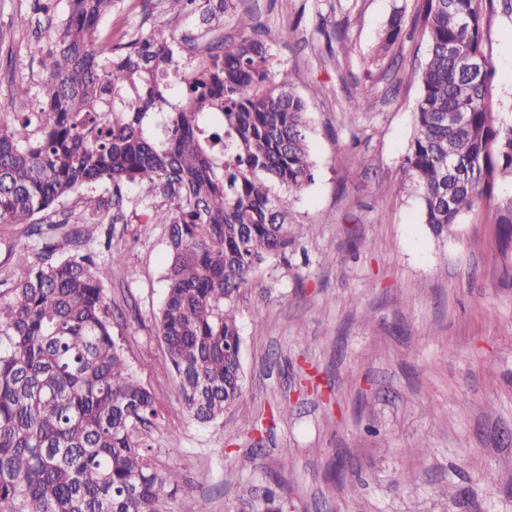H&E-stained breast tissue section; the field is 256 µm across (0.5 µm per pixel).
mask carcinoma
<instances>
[{
  "mask_svg": "<svg viewBox=\"0 0 512 512\" xmlns=\"http://www.w3.org/2000/svg\"><path fill=\"white\" fill-rule=\"evenodd\" d=\"M63 2L55 47L40 59L44 99L18 95L0 117V224L44 240L39 262L0 278V512H162L184 480L157 465L154 396L112 336L104 288L124 255L110 240L107 265L76 252L81 226L115 224L130 187L137 204L166 199L152 216L168 226L169 254L156 336L182 409L201 424L223 418L245 382L238 300L295 243L290 201L274 188L292 196L314 180L307 110L250 12L238 16V40L182 64L161 28L95 48L119 0ZM486 2L418 0L411 19L392 14L369 57L376 67L402 38L427 39L404 167L437 237L512 178V114L489 103ZM164 3L221 22L198 0ZM370 110L369 95L349 98L347 114ZM462 159L480 175L457 178ZM92 183L112 192L48 218ZM496 224L512 246V200ZM259 512H284L282 496L266 489Z\"/></svg>",
  "mask_w": 512,
  "mask_h": 512,
  "instance_id": "carcinoma-1",
  "label": "carcinoma"
}]
</instances>
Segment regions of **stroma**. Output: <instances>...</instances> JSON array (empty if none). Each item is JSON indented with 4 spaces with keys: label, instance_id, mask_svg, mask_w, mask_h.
Instances as JSON below:
<instances>
[{
    "label": "stroma",
    "instance_id": "obj_1",
    "mask_svg": "<svg viewBox=\"0 0 512 512\" xmlns=\"http://www.w3.org/2000/svg\"><path fill=\"white\" fill-rule=\"evenodd\" d=\"M235 3L206 35L161 0H120L96 34L100 49L156 27L217 44L237 39L239 13L256 12L309 119L314 180L292 199L296 249L258 271L238 303L245 385L218 422L182 412L155 335L164 225L129 207L113 235L86 227L91 246L108 238L125 252L105 285L112 334L154 396L158 465L187 481L163 512H196L203 501L210 512H240L276 480L288 512H512V247L501 246L496 224L512 181L448 234L423 224L403 160L426 42L368 63L393 9L415 0ZM32 9L33 0H0L10 48L0 56V113L17 94L43 96L38 58L53 37L18 29ZM341 35L354 45L350 56L337 51ZM484 47L492 104L512 113L511 16L486 15ZM359 93L372 109L348 118ZM37 253L26 225H0V261ZM335 462L344 481L327 476Z\"/></svg>",
    "mask_w": 512,
    "mask_h": 512
}]
</instances>
